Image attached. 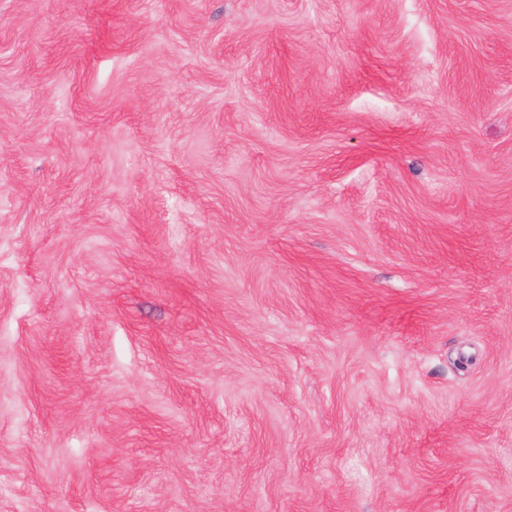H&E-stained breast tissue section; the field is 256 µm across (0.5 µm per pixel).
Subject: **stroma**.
<instances>
[{"mask_svg":"<svg viewBox=\"0 0 512 512\" xmlns=\"http://www.w3.org/2000/svg\"><path fill=\"white\" fill-rule=\"evenodd\" d=\"M0 512H512V0H0Z\"/></svg>","mask_w":512,"mask_h":512,"instance_id":"35a3bbf8","label":"stroma"}]
</instances>
